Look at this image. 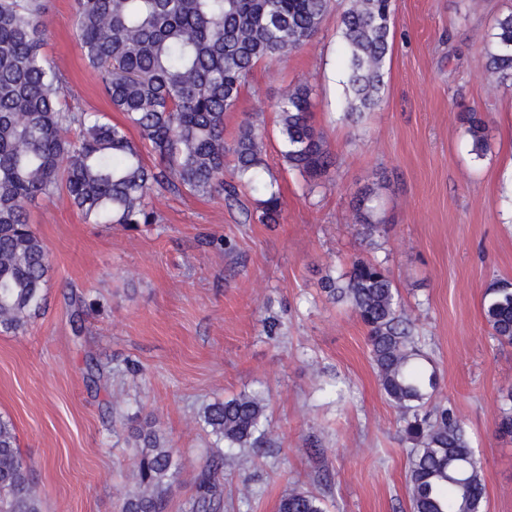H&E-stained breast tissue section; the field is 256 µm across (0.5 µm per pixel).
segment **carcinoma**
Returning a JSON list of instances; mask_svg holds the SVG:
<instances>
[{
    "label": "carcinoma",
    "instance_id": "obj_1",
    "mask_svg": "<svg viewBox=\"0 0 512 512\" xmlns=\"http://www.w3.org/2000/svg\"><path fill=\"white\" fill-rule=\"evenodd\" d=\"M332 0H75V40L94 68L102 94L124 117L71 104L68 78L42 52L51 25L46 0H0V330L17 334L46 309L51 269L43 239L26 208L58 197L94 224L150 225L159 216L149 199L165 190L219 195L243 205L255 197L260 221L282 217L277 180L264 177L265 132L244 120L232 141L224 116L235 111L247 80L262 63H276L312 42ZM394 25L393 0H341L345 47L344 118L353 123L383 99ZM488 68L512 82V10L494 22ZM281 157L305 177L312 194L326 185L335 158L313 122L312 88L300 81L274 101ZM472 152L488 149L487 116L458 115ZM77 128L76 138L69 132ZM139 132L141 144L128 136ZM377 188L356 198L354 223L373 241L384 224L373 205ZM326 296L346 302L368 330L381 391L397 408L412 447L407 484L411 512H484L482 463L464 426L437 401L432 358L414 339L413 323L382 262L356 258L322 279ZM491 335L512 344V283L488 289ZM216 441L203 461L190 512L224 508V463L237 449L268 443L265 400L243 392L207 404L200 415ZM498 432L512 436V390L502 396ZM130 457L137 491L122 512H163L176 479L175 449L148 423ZM0 512H43L34 469L18 452L15 427L0 417ZM279 512H324L315 494L292 489Z\"/></svg>",
    "mask_w": 512,
    "mask_h": 512
}]
</instances>
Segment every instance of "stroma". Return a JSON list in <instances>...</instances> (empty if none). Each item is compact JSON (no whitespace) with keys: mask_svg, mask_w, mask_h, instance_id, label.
<instances>
[{"mask_svg":"<svg viewBox=\"0 0 512 512\" xmlns=\"http://www.w3.org/2000/svg\"><path fill=\"white\" fill-rule=\"evenodd\" d=\"M512 0H394L393 47L381 106L343 120L337 14L312 43L255 68L224 118L233 138L246 117L267 131L265 162L282 219L244 221L222 198L152 196L150 226L88 223L54 198L30 206L50 251L47 307L20 334L0 331V417L34 465L44 512H119L136 490L126 465L135 432L155 421L184 463L165 512H187L214 438L203 405L246 391L268 397V447L224 468V512H278L293 488L319 494L325 512H410L409 442L380 390L367 332L321 279L365 257L383 261L431 352L439 398L464 424L483 463L487 512H512V437L497 431L499 396L512 386V345L488 333V288L512 282V85L486 67L496 16ZM44 53L69 79L74 105L122 122L74 39L73 0H47ZM313 88V121L337 165L307 193L280 155L281 90ZM489 119L475 157L458 120ZM378 185L386 224L368 245L353 222L365 187ZM96 299L82 336L73 301ZM271 315L282 334L264 331ZM112 367L86 378L87 360ZM124 404L113 410V396ZM251 500L238 493L242 484Z\"/></svg>","mask_w":512,"mask_h":512,"instance_id":"stroma-1","label":"stroma"}]
</instances>
